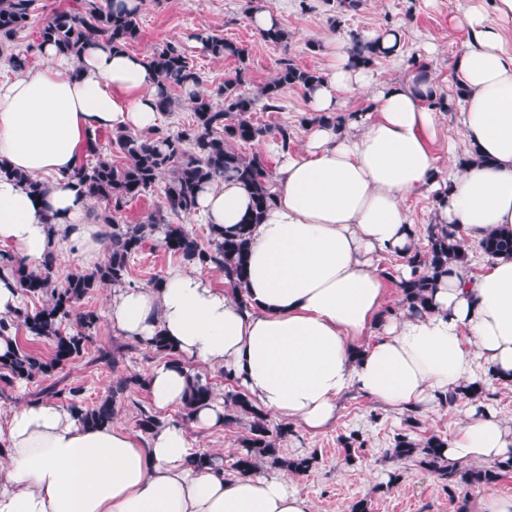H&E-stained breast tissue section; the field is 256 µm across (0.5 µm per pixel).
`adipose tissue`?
Wrapping results in <instances>:
<instances>
[{"label": "adipose tissue", "instance_id": "obj_1", "mask_svg": "<svg viewBox=\"0 0 512 512\" xmlns=\"http://www.w3.org/2000/svg\"><path fill=\"white\" fill-rule=\"evenodd\" d=\"M512 0L465 4L454 24L468 34L456 61L466 93L456 99L462 142L440 138L439 95L429 78H379L348 61L343 42L306 95L318 122L303 143L268 142L278 166L274 203L251 227L248 278L241 291L215 287L210 270L177 267L162 287L115 288L105 316L113 330L146 342L166 336L181 363L145 375L155 411L182 404L191 364L229 372L256 409L317 432L335 420L339 398L356 392L394 413L438 414L454 391L464 417L449 439V464L494 462L512 454V426L465 395L488 379L512 387V256L483 272L441 278L429 312L389 314V280L413 271L418 244L408 198L435 200L436 221L466 242L512 231ZM43 65L0 81V163L40 180L0 176V249L38 270L73 253L91 266L105 249V227L70 174L98 131L148 132L162 119L144 57L100 43L79 62L50 44ZM366 108L347 111L345 97ZM252 209L232 178L200 192L202 223L230 230ZM401 256L394 272L381 258ZM224 399L213 396L189 427L159 424L139 435L115 423L91 427L76 411L28 402L0 416V512H314L284 474L258 468L229 475L223 455L198 467L188 428H223Z\"/></svg>", "mask_w": 512, "mask_h": 512}]
</instances>
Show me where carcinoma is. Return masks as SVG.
I'll return each mask as SVG.
<instances>
[{"label": "carcinoma", "mask_w": 512, "mask_h": 512, "mask_svg": "<svg viewBox=\"0 0 512 512\" xmlns=\"http://www.w3.org/2000/svg\"><path fill=\"white\" fill-rule=\"evenodd\" d=\"M37 10L36 0H0V46L31 25ZM138 13L114 3V0H72L64 10L45 19L39 30V42L53 45L67 58L80 59L86 44L101 39L114 49L125 50L138 39ZM195 39L202 43L205 53L214 59L234 58L246 63L248 46L230 41L212 33H198ZM379 58L375 43L367 42L358 33L349 35V61L354 67L373 64ZM156 72L158 92L155 105L167 114L176 104L173 92L178 91L191 104L192 120L171 133L161 127L141 136H132L123 130L112 132L110 147L121 153L124 163L112 162L109 154L99 149L93 140L87 149L91 162H81L70 174L82 193L91 202H105L103 211L92 212L95 221L106 224L110 232L106 239L102 261L90 271L69 275L64 281L55 278V258H47L38 271L28 269L20 259L0 253V271H7L23 294L41 297L44 304L31 312L22 307L10 317L0 318V337L26 335L52 340L53 353L43 358L26 346L15 344L8 353L0 355V394L20 383L46 385L28 393L29 401L67 397L70 406L80 409L84 421L91 425L109 423L115 416L117 402L133 386L144 387L137 378H122L96 405H84L82 388L64 387L57 374L63 367L88 353V343L97 329L100 317L95 310L79 309L81 301L104 285L126 287L130 261L139 254L156 232L162 233L161 245L178 254L193 266L215 267L223 272L227 285L239 288L247 276L250 243L249 226L258 224L274 203L269 183L272 171L260 152L243 154L234 145H255L266 137L275 139L286 148L291 132L286 126H261L253 119L256 111L272 112L279 109L281 91L286 87L303 91L321 80L315 70L301 68L284 58L276 75L257 92L240 91L244 69L224 81L211 94L198 91L201 78L189 61L183 47L174 41L165 43L149 59ZM223 100L216 105L213 99ZM168 180L163 190V201L157 214L143 224H120L114 214L126 204L150 191L163 175ZM225 177L237 180L252 197V212L245 223L232 233L210 231L209 246H201L183 225L173 224L168 217L188 218L195 212L200 191L208 184ZM427 247L415 252L409 261L416 264L418 275L408 283L398 285L399 305L416 315L427 310L428 293L434 283L448 275V263L467 269L469 257L458 238L457 230L449 224H429L426 228ZM490 258L512 256V232L491 234L480 242ZM143 349L166 359L180 361L174 345L163 336H155ZM213 394L209 380L195 376L183 403L184 416L205 404ZM233 414L226 424L238 423V417L249 418V433L241 441V449L232 469L244 475L261 463L290 474L308 472L315 456L293 458L280 455L277 441L289 434L288 426L272 434L266 417L256 411L239 392L230 395ZM448 441L431 436L417 442L409 435L394 436L391 457L397 461L412 460L424 471L435 475L448 485H489L512 474V456L489 466L456 468L448 464L443 449Z\"/></svg>", "instance_id": "1"}]
</instances>
